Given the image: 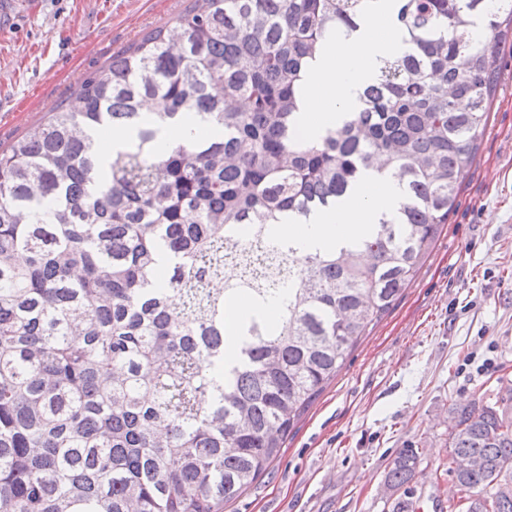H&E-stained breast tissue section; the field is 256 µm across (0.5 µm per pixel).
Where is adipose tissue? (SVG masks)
Masks as SVG:
<instances>
[{"label": "adipose tissue", "mask_w": 512, "mask_h": 512, "mask_svg": "<svg viewBox=\"0 0 512 512\" xmlns=\"http://www.w3.org/2000/svg\"><path fill=\"white\" fill-rule=\"evenodd\" d=\"M401 50L400 37L380 15L318 59L300 104L302 135L316 139L336 126L358 105L381 59L399 55ZM402 182L397 170L383 181L365 177L354 195L335 210L274 225L271 237L289 243L301 255L357 241L374 224L379 211L398 207L403 199Z\"/></svg>", "instance_id": "1"}]
</instances>
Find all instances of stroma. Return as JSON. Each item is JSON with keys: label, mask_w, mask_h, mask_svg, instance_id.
<instances>
[{"label": "stroma", "mask_w": 512, "mask_h": 512, "mask_svg": "<svg viewBox=\"0 0 512 512\" xmlns=\"http://www.w3.org/2000/svg\"><path fill=\"white\" fill-rule=\"evenodd\" d=\"M185 0H27L0 10V149L76 95L112 53L172 25ZM512 387V39L476 160L401 298L313 400L277 459L224 512H388L381 485L405 448L406 490L448 512L457 408Z\"/></svg>", "instance_id": "obj_1"}]
</instances>
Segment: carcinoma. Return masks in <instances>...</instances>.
<instances>
[{
  "instance_id": "obj_1",
  "label": "carcinoma",
  "mask_w": 512,
  "mask_h": 512,
  "mask_svg": "<svg viewBox=\"0 0 512 512\" xmlns=\"http://www.w3.org/2000/svg\"><path fill=\"white\" fill-rule=\"evenodd\" d=\"M378 4L190 0L0 151V512H222L408 287L475 160L512 0H390L404 51L342 124L301 137L327 34ZM196 118L221 135L154 154L161 129ZM114 124L134 138L102 164L95 136ZM393 168L399 208L281 266L268 225ZM244 225L263 229V259L232 253ZM241 296L260 311L235 324L250 340L226 373L224 303ZM419 459L387 465L391 512H412ZM446 473L461 512H512V412L458 410Z\"/></svg>"
}]
</instances>
